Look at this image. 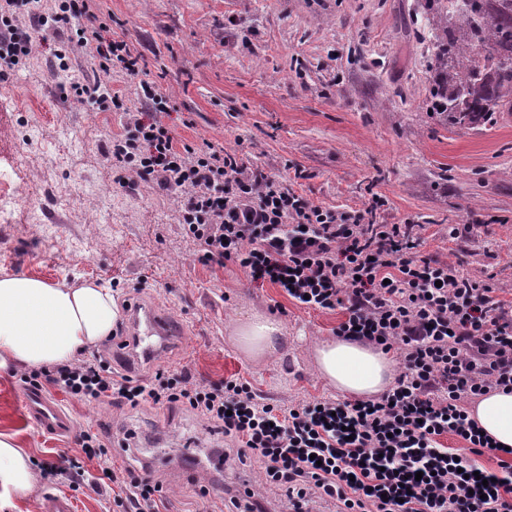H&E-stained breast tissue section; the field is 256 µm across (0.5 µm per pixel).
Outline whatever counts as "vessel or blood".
Instances as JSON below:
<instances>
[{
  "label": "vessel or blood",
  "instance_id": "b4317fda",
  "mask_svg": "<svg viewBox=\"0 0 512 512\" xmlns=\"http://www.w3.org/2000/svg\"><path fill=\"white\" fill-rule=\"evenodd\" d=\"M130 334L126 345L117 349L118 354L150 358L157 351L156 340L176 333L178 324L168 312L142 307L140 303H130L126 308ZM23 405L33 425L42 433L54 437H66L73 432V423L62 405L35 387L26 388Z\"/></svg>",
  "mask_w": 512,
  "mask_h": 512
}]
</instances>
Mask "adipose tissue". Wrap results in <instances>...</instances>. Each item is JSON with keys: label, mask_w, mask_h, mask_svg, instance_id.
<instances>
[{"label": "adipose tissue", "mask_w": 512, "mask_h": 512, "mask_svg": "<svg viewBox=\"0 0 512 512\" xmlns=\"http://www.w3.org/2000/svg\"><path fill=\"white\" fill-rule=\"evenodd\" d=\"M119 316L106 285L70 288L27 274L0 276V366L12 362L39 368L69 361L109 338ZM234 334L239 347L256 360L287 344L281 323L258 312L238 320ZM314 359L321 377L343 394L375 397L395 382V367L386 353L359 341L323 342ZM469 414L500 447L512 448V392L481 396ZM32 484L28 455L12 435L0 433V494H23Z\"/></svg>", "instance_id": "ef3b65f1"}]
</instances>
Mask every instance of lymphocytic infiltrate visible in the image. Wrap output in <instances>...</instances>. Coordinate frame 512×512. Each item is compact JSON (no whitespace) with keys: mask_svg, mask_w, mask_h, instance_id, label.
Returning a JSON list of instances; mask_svg holds the SVG:
<instances>
[{"mask_svg":"<svg viewBox=\"0 0 512 512\" xmlns=\"http://www.w3.org/2000/svg\"><path fill=\"white\" fill-rule=\"evenodd\" d=\"M97 0H0V75L33 48V34H68L55 50L66 68L72 46L89 48L99 70L137 78L140 111L127 112L125 134L110 151L115 180L154 182L179 193L181 226L198 245L202 265L232 262L251 280L320 310H341L336 336L399 353V375L387 393L367 400L320 399L281 409L258 401L237 380L210 385L188 374L157 371L150 383L114 372L100 353L30 370L87 402L181 404L238 441V458L258 460L269 484L300 503L328 497L340 512H512V463L498 473L476 458L496 450L468 416L467 401L512 391V301L488 282L421 250L408 224H377L372 210L337 212L298 195L286 181L247 170L237 152L212 143L176 144L163 116L167 96L143 77L141 58L106 36ZM26 15L29 29L17 27ZM449 434L465 452L441 447ZM83 458L100 477L86 482L83 458L69 461L72 488L101 492L123 485V512H161V487L134 469L117 474L97 434L80 437Z\"/></svg>","mask_w":512,"mask_h":512,"instance_id":"f902f5d3","label":"lymphocytic infiltrate"}]
</instances>
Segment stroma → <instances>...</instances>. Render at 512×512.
Wrapping results in <instances>:
<instances>
[{"label":"stroma","mask_w":512,"mask_h":512,"mask_svg":"<svg viewBox=\"0 0 512 512\" xmlns=\"http://www.w3.org/2000/svg\"><path fill=\"white\" fill-rule=\"evenodd\" d=\"M112 37L143 55L170 97L177 139L238 152L252 170L287 180L314 204L375 207L377 224H412L424 254L449 261L512 299V124L442 125L430 112L433 31L424 0H103ZM63 31H44L18 71L0 80V274L53 285L102 280L119 305L145 297L182 325L159 358L209 384L235 378L279 408L337 398L314 363L340 310L307 308L228 262L206 267L180 226L176 193L152 182L115 183L109 150L126 111L70 95L101 80L89 50L67 70L52 51ZM481 220L480 234L451 228ZM260 311L288 330L286 349L255 361L233 339L235 322ZM22 368H0V432L31 462L80 455L76 441L44 436L27 419ZM75 430L99 433L115 469L133 460L162 484L169 512H290L285 489L258 462L218 454L234 439L185 407L83 402L51 389ZM194 455H187V442ZM73 512H122L112 493L72 490L35 477L0 512H41L45 492Z\"/></svg>","instance_id":"35a3bbf8"}]
</instances>
